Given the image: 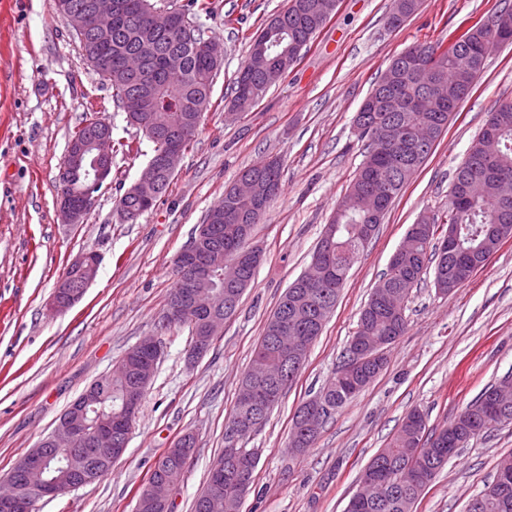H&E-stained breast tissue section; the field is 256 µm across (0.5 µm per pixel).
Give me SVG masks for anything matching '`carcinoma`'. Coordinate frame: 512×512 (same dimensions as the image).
I'll return each instance as SVG.
<instances>
[{"mask_svg": "<svg viewBox=\"0 0 512 512\" xmlns=\"http://www.w3.org/2000/svg\"><path fill=\"white\" fill-rule=\"evenodd\" d=\"M123 2L126 14L112 27L108 44H102L99 33L91 28L79 40L81 52L97 53L105 49L111 53L110 85L114 101L120 103L124 98L144 91L150 95V111L128 116V122L145 132V136H150L152 131L168 136L182 133L187 126L199 128L202 116L210 106L214 77L220 68L201 48V44L212 41L206 35L201 18L216 17L219 4L216 0H185V3L176 6L192 33V40L186 42L175 32L147 30L141 11L143 0ZM328 7L327 0H289L288 8L276 14L277 23L269 21L264 26L265 33L270 35L271 55L275 56L285 48L290 52L307 49L326 23L322 11ZM419 7L420 0H393L389 26L393 29L401 27ZM509 24L512 25V9L504 8L484 24L461 54H438L434 44L412 47L411 53L435 70L438 76L436 92L442 95L444 110L426 111L405 102L394 112L367 113L365 125L369 130L364 135L368 142L367 155L345 194L344 210L333 215L335 232L331 243L325 247L328 253L325 280L312 288H300L298 282H293L267 319L253 351L252 361L264 360L273 375L285 369L292 372L291 378L280 380L272 404L278 403L305 363L302 359L296 366H290L292 348L277 346L278 319L283 316L288 318V323L294 326L291 332L293 336L317 337L321 334L322 327L311 318L314 303L327 297L338 298L349 271L365 250V240L361 236L363 229L369 226L376 233L382 223L371 208V181L377 176H385L386 203L381 209L384 216L394 199L430 156L427 152L414 157L416 144L408 141L405 133L433 126L440 133L448 129V114L457 111L467 99L485 68L480 58L483 39ZM402 62L404 59L395 56L381 72L372 91L395 87L409 99L416 96V90L407 82ZM283 76L284 72L276 67L264 73H254L249 65H244L234 81L232 105L244 112L250 111ZM106 127V119L94 112L85 118L72 138L85 140ZM485 128L493 130L498 140L499 153L494 165L503 176L512 178V104L503 105L493 112ZM482 152L481 141H475L454 175L456 180L465 176L482 185L481 193L470 199L449 202L448 221L458 225L462 250L457 253L446 251L443 238L437 236L434 227L428 234L404 238L400 244L401 263L389 262L372 293V296L380 299L381 305L371 314L367 313V309H362L366 317L358 319L357 328L367 340L372 342L390 334L400 337L405 333L408 327L405 301L428 269H433V283L441 281L446 286L448 280L453 279L455 287L459 288L466 283V279L457 278L463 263L498 250L501 240H488L485 227L502 223L504 217L512 225V204L503 206L499 201V185L484 177L487 164ZM246 172L261 185L273 180L277 186H282L280 165L271 168L266 162L260 161L247 168ZM91 175L92 167L87 163L71 174L66 188L73 194L80 193ZM173 178L172 174L167 176V181L162 183L159 195L154 197L151 204L124 194L120 196L118 206L143 215L152 210L166 194ZM218 239L219 247L225 252L242 250L248 245V238L240 235L234 221L221 222ZM376 378L377 374L369 373L361 380L355 377L341 382L333 379L326 383L319 391V395L326 397L330 403V412L325 419H331L337 410L364 391ZM126 382V376L116 370L112 372L111 394L94 405V410L87 415L88 423L93 425L98 418L120 410ZM493 393L506 402L512 411V383L505 376L485 388L455 417L458 428L451 436L445 426L439 430L426 429L425 414L418 410L410 412L399 430L367 465V468L375 470L381 482L380 491L367 500L350 499L347 512H413L416 502L438 471L472 439L499 424L493 412L483 418L469 415L470 409L489 401ZM315 440L316 437L300 432L298 417H293L289 444L293 455L304 454ZM186 468L187 464L167 449L155 461L151 475L177 486L184 481ZM503 469L512 470V459L502 461L492 482L476 495L482 504L479 512H512V479L508 486H503L500 482ZM212 480L213 474L210 473L206 488L214 490L217 496L215 512H241L245 490L239 487L234 475L225 474L217 488L213 487Z\"/></svg>", "mask_w": 512, "mask_h": 512, "instance_id": "carcinoma-1", "label": "carcinoma"}]
</instances>
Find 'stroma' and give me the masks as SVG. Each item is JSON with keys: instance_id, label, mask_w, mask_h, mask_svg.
Returning <instances> with one entry per match:
<instances>
[{"instance_id": "1", "label": "stroma", "mask_w": 512, "mask_h": 512, "mask_svg": "<svg viewBox=\"0 0 512 512\" xmlns=\"http://www.w3.org/2000/svg\"><path fill=\"white\" fill-rule=\"evenodd\" d=\"M208 36L224 47L212 102L168 194L136 223L116 205L153 145L126 122L112 88L80 54L49 0H0V479L57 426L93 381L107 378L147 336L162 355L126 450L93 484L40 501L39 512H134L165 448L185 432L197 438L173 512H192L224 450V424L264 324L299 277L324 224L345 195L366 148L354 116L398 53L485 22L512 0H421L391 29L392 0H339L295 66L248 112L234 113L232 80L249 42L289 0H219ZM512 103V44L492 52L475 90L455 112L427 161L395 199L378 234L354 265L302 372L250 437L259 463L241 512H345L357 479L404 417L417 409L428 428L449 424L486 387L512 374V238L462 287L439 294L425 275L407 302L408 329L387 352L375 382L339 409L315 445L295 457L291 418L340 365L359 313L408 228L424 213L443 216L457 168L489 115ZM105 108L117 153L112 176L81 224L62 223L59 173L68 141L89 109ZM279 157L282 190L256 224L263 250L255 280L209 351L189 361V332L162 327L174 261L208 210L240 172ZM95 252L93 283L72 308L49 302L70 262ZM512 457V424L472 440L421 495L416 512H465L471 497Z\"/></svg>"}]
</instances>
